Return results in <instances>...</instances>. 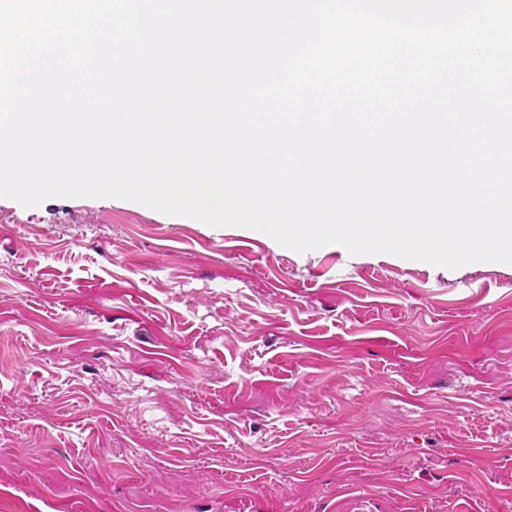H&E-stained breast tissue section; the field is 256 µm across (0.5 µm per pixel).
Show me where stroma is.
<instances>
[{
    "label": "stroma",
    "instance_id": "1",
    "mask_svg": "<svg viewBox=\"0 0 512 512\" xmlns=\"http://www.w3.org/2000/svg\"><path fill=\"white\" fill-rule=\"evenodd\" d=\"M0 512H512V265L0 198Z\"/></svg>",
    "mask_w": 512,
    "mask_h": 512
}]
</instances>
